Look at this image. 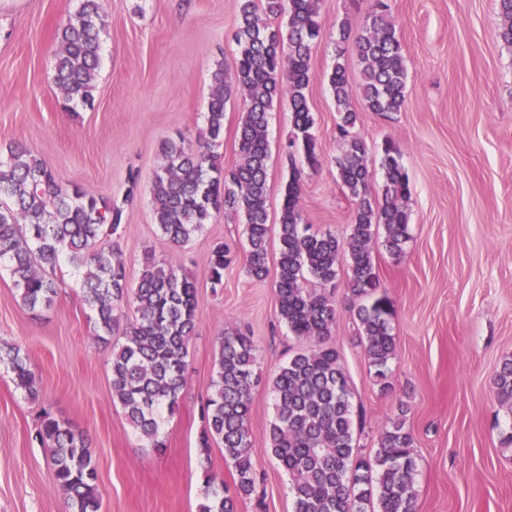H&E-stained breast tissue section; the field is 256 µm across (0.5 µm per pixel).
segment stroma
Instances as JSON below:
<instances>
[{
	"label": "stroma",
	"instance_id": "stroma-1",
	"mask_svg": "<svg viewBox=\"0 0 512 512\" xmlns=\"http://www.w3.org/2000/svg\"><path fill=\"white\" fill-rule=\"evenodd\" d=\"M371 0H320L324 36L312 54L307 99L322 164L306 170L304 223L343 236L354 201L336 181V104L328 76L331 34L358 22ZM404 45L407 101L387 116L364 109L361 66L345 60L366 162L378 174L385 141L400 152L410 184V239L390 254L372 247L381 291L391 301L395 352L389 389L374 376L345 277L324 286L336 309L329 337L349 377L357 451L372 455L382 427L402 417L414 437L416 512H512V449L501 443L512 412L493 380L512 358V45L500 37L498 0H388ZM78 0H0V148L21 143L65 185L121 204L120 244L130 273L145 254L176 262L197 284L200 310L179 411L161 420L167 448H147L112 401L110 351L96 340L79 281L61 265L50 308L20 304L0 270V342L18 344L35 367L39 396L17 390L0 366V512H68L50 457L37 439L42 412L82 431L96 463L102 512H198L203 470L201 402L210 391L217 341L239 325L256 346L260 382L250 427L256 494L237 512H293L288 476L269 449L272 380L307 349L280 321L276 278L251 280L242 218L223 215L187 244L164 239L153 220L150 183L167 137L195 141L204 125L217 61L232 64L238 0H112L101 34L92 106L63 108L54 76L55 31ZM293 135L287 102L269 116L267 210L277 224ZM231 248L224 286L208 281L211 249Z\"/></svg>",
	"mask_w": 512,
	"mask_h": 512
}]
</instances>
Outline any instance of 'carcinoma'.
Segmentation results:
<instances>
[{"label":"carcinoma","instance_id":"1","mask_svg":"<svg viewBox=\"0 0 512 512\" xmlns=\"http://www.w3.org/2000/svg\"><path fill=\"white\" fill-rule=\"evenodd\" d=\"M111 0H79L56 34L55 83L73 110L92 105L101 59L100 33ZM502 38L512 43V0H500ZM287 16L286 26L270 20ZM319 0H239L234 69L219 62L211 74L205 125L197 146L182 137L160 146L161 164L151 184L153 217L162 236L175 245L188 243L204 225L223 213L242 214L248 248L244 269L255 281L269 274L267 197L268 117L274 103L288 98L294 132L288 147L302 155L307 168L321 166L315 118L306 89L312 52L322 39ZM361 65L362 99L371 112L402 111L406 70L402 44L390 20L386 0H372L356 25L336 27V64L329 84L336 102V134L341 153L337 177L356 203L345 237L301 223L304 169L292 167L284 185L277 224L278 314L309 349L294 354L272 380L275 416L268 440L272 455L288 474L294 512H415L414 439L404 423L391 420L371 456L354 452L352 391L339 353L327 339L336 320L332 301L304 286L307 278L333 284L339 261L347 260V287L365 300L356 312L365 348L382 389L388 388V362L395 351L391 333L393 306L379 293L372 251L379 229L384 245L399 254L409 238L408 177L391 142L384 143L381 196L372 197L373 172L366 163L365 140L355 132L357 112L342 59L346 44ZM240 95L244 113L237 131L238 161L226 170L217 150L224 142V109ZM123 210L112 198L83 187L69 188L32 150L10 146L0 158V261L9 272L23 308L34 312L52 305L59 282L55 268L66 259L79 274L85 303L93 313L97 340L112 347V400L129 424L155 452L163 413L174 414L187 384L188 347L199 319L195 281L175 262L146 259L136 282L127 274L117 243ZM230 247L211 250L208 279L224 285ZM134 307L122 341H112L123 317ZM0 363L14 375L17 389L39 396L28 355L0 343ZM256 347L247 331L232 327L219 337V356L211 392L202 405L199 447L209 456L214 444L236 472L234 489L209 467L203 470L199 512H235L236 500L253 493L257 472L251 457L249 416L259 381ZM499 404L512 412V359L495 379ZM37 436L49 447L56 486L70 512H100L97 468L83 433L46 412Z\"/></svg>","mask_w":512,"mask_h":512}]
</instances>
